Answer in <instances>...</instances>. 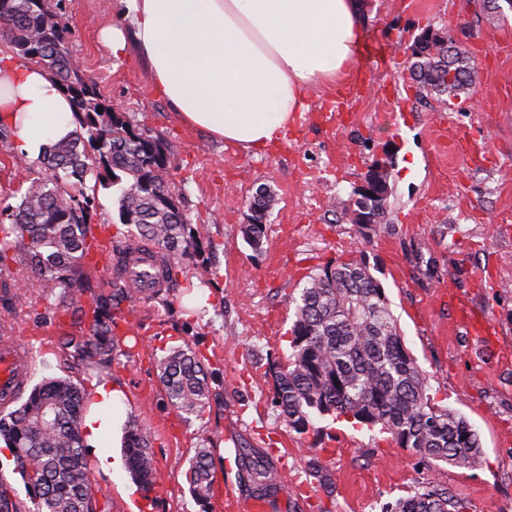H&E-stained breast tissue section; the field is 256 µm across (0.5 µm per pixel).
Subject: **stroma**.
I'll return each mask as SVG.
<instances>
[{"label":"stroma","instance_id":"35a3bbf8","mask_svg":"<svg viewBox=\"0 0 512 512\" xmlns=\"http://www.w3.org/2000/svg\"><path fill=\"white\" fill-rule=\"evenodd\" d=\"M365 56L345 80L311 89L287 140L248 155L182 122L155 90L135 48L113 54L102 31L117 23L119 0H50L67 30L80 74L115 110L164 142V179L178 196L199 254L179 290L122 302L125 321L111 366L78 367L62 339L87 332L79 306L28 287L22 259L0 266V345L28 354V382L67 377L91 389L108 380L125 390L123 413L147 429L156 493L143 497L127 469L94 473L110 512H224L222 493L205 502L184 471L195 448L214 451L216 483L234 484L241 512L254 501L239 483L240 455L268 454L287 467L289 491L276 512H384L434 483L467 512H512V7L490 0H364ZM448 33L475 62L470 107L419 90L400 43ZM389 174L383 224L361 231L349 215L368 170ZM38 157L0 137V222H8ZM101 236L135 239L120 223L117 196L95 188ZM271 189L260 252L241 226L258 188ZM363 258L384 288L405 343L430 376L435 401L461 412L478 432L484 462L463 469L423 461L378 429L332 417L290 429L272 403L269 368L289 351L293 297L318 267ZM488 276L477 284L476 275ZM191 345L214 374L196 415L171 407L157 357Z\"/></svg>","mask_w":512,"mask_h":512}]
</instances>
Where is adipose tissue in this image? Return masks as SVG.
I'll return each mask as SVG.
<instances>
[{
	"mask_svg": "<svg viewBox=\"0 0 512 512\" xmlns=\"http://www.w3.org/2000/svg\"><path fill=\"white\" fill-rule=\"evenodd\" d=\"M113 52L134 38L160 94L188 125L258 152L284 138L306 92L339 83L362 57L361 0H121ZM66 97L41 67L0 60V125L36 155L72 130ZM123 389L96 386L82 421L86 443L119 433ZM98 450V448H97ZM101 472L118 466L108 452Z\"/></svg>",
	"mask_w": 512,
	"mask_h": 512,
	"instance_id": "ef3b65f1",
	"label": "adipose tissue"
}]
</instances>
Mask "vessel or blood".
<instances>
[{
	"label": "vessel or blood",
	"mask_w": 512,
	"mask_h": 512,
	"mask_svg": "<svg viewBox=\"0 0 512 512\" xmlns=\"http://www.w3.org/2000/svg\"><path fill=\"white\" fill-rule=\"evenodd\" d=\"M111 241H103L97 251L98 257L112 258L114 275L120 281L135 288L144 298H154L162 294L166 287L159 271L157 255L142 252L140 246L129 245L122 258H114ZM24 355L20 349L5 345L0 347V400L12 403L25 390V376L21 369Z\"/></svg>",
	"instance_id": "obj_1"
}]
</instances>
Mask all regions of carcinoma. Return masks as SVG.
I'll return each instance as SVG.
<instances>
[{"instance_id":"carcinoma-1","label":"carcinoma","mask_w":512,"mask_h":512,"mask_svg":"<svg viewBox=\"0 0 512 512\" xmlns=\"http://www.w3.org/2000/svg\"><path fill=\"white\" fill-rule=\"evenodd\" d=\"M0 39L38 52L35 64L70 98L76 124L67 138L44 151L43 164L53 175L31 182L11 222L0 224V265L18 252L41 286L61 289L63 301L72 303L89 292L76 268L94 244L88 226L95 196L72 187L84 185L92 174L103 187H118L121 223L134 226L140 241L164 253L161 275L174 279L180 262L195 255L189 249L190 224L162 179L165 153H149L142 132L124 113L113 111L95 84L66 85L75 74L65 31L51 23L38 0H0ZM411 57L413 79L426 92L455 96L472 85L471 57L449 34L425 43ZM387 199L362 195L354 213L371 215L380 224ZM271 202L267 189H259L250 205L256 221L242 227L245 243L255 252L263 246L261 219ZM123 296L117 291L104 299L91 297L92 330L64 337V348L77 365L99 373L107 369L116 348L118 314L103 321L99 312ZM292 303L290 351L272 365V401L288 427L302 433L315 416L343 417L379 428L397 447L423 459L471 469L482 465L476 430L430 396L426 373L406 347L384 288L363 259L323 266ZM158 371L168 403L187 415L200 413L213 380L205 357L189 345L176 347L158 359ZM85 403L78 384L47 378L19 407L0 413V437L14 449L32 504L27 512H109L98 498L102 489L92 481L80 427ZM123 452L131 478L147 493L155 485V461L148 433L132 418L125 424ZM212 455L211 448L195 449L185 470L186 482L202 502L212 493ZM244 481L255 497L276 505L282 486L268 463L248 462ZM0 512H22L12 487L1 479ZM389 512H465V505L430 484L397 499Z\"/></svg>"}]
</instances>
